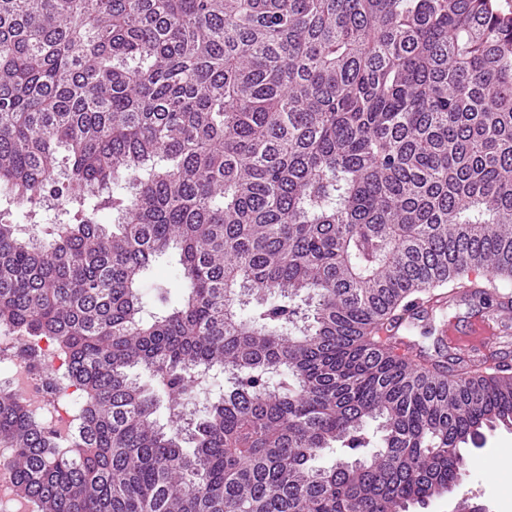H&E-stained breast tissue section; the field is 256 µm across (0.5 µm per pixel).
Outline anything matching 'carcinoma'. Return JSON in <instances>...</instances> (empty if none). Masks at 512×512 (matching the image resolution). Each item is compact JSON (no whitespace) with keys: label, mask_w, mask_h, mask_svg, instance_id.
I'll return each mask as SVG.
<instances>
[{"label":"carcinoma","mask_w":512,"mask_h":512,"mask_svg":"<svg viewBox=\"0 0 512 512\" xmlns=\"http://www.w3.org/2000/svg\"><path fill=\"white\" fill-rule=\"evenodd\" d=\"M2 197L0 333L84 396L63 442L0 386L38 512H409L512 427L511 366L403 352L512 283L495 0H0Z\"/></svg>","instance_id":"carcinoma-1"}]
</instances>
